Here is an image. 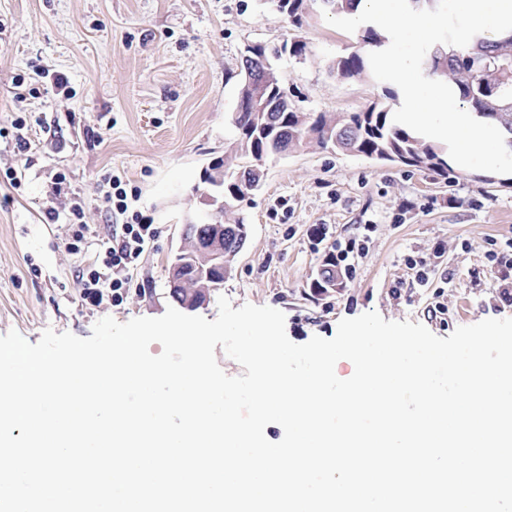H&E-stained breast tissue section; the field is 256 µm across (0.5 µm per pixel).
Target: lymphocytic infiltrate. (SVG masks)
<instances>
[{
    "label": "lymphocytic infiltrate",
    "instance_id": "f902f5d3",
    "mask_svg": "<svg viewBox=\"0 0 512 512\" xmlns=\"http://www.w3.org/2000/svg\"><path fill=\"white\" fill-rule=\"evenodd\" d=\"M107 185L106 211L117 219L107 233L92 241L87 239L81 202H73L66 216L72 228L66 247L85 259L79 277L83 298L93 306L106 299L115 306L123 303L142 256L154 248L159 237V229L151 219L132 210L120 178L110 177Z\"/></svg>",
    "mask_w": 512,
    "mask_h": 512
}]
</instances>
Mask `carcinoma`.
Returning <instances> with one entry per match:
<instances>
[{
    "mask_svg": "<svg viewBox=\"0 0 512 512\" xmlns=\"http://www.w3.org/2000/svg\"><path fill=\"white\" fill-rule=\"evenodd\" d=\"M275 10L300 29L309 17V0H270ZM320 7L337 16L355 8L358 0H317ZM386 37L372 27L359 34L357 49L339 56L331 72L338 78L372 77L369 53L383 47ZM307 44L302 40L269 48L256 44L248 47L241 67L239 100L232 113L234 142L224 150V157L213 161L212 170H223L224 204L241 202L248 192L258 189L264 178L265 160L290 148L301 147L311 140L324 148L342 150L380 161L397 162L425 169L448 179L447 147L393 122L388 103L374 101L359 112L335 117L325 112L296 111L280 84L269 88L261 99L262 109L253 103L254 89L247 74L258 75L273 69V60L284 53L302 56ZM431 69L455 84L462 100L477 112L495 120L505 140L512 139V109L504 98L512 99V35L501 39L475 37L465 47H452L431 58ZM239 226L221 228L219 224L191 222L182 225V239L188 245L206 247L216 238L224 240V264L239 253ZM192 276L190 258L176 255L168 279L176 275ZM170 296L183 306L194 307L204 301L201 293L188 288L169 287Z\"/></svg>",
    "mask_w": 512,
    "mask_h": 512,
    "instance_id": "carcinoma-1",
    "label": "carcinoma"
}]
</instances>
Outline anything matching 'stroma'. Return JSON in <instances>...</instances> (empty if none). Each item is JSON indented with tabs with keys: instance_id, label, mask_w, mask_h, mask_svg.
Masks as SVG:
<instances>
[{
	"instance_id": "35a3bbf8",
	"label": "stroma",
	"mask_w": 512,
	"mask_h": 512,
	"mask_svg": "<svg viewBox=\"0 0 512 512\" xmlns=\"http://www.w3.org/2000/svg\"><path fill=\"white\" fill-rule=\"evenodd\" d=\"M293 39L307 43L306 54L273 65L298 111L343 115L382 98L381 82L331 74L356 36L315 10L295 29L267 0H0V175L12 170L21 180L16 189L0 182V335L15 330L34 344L51 328L87 338L106 316L164 314L173 303L168 266L199 209L195 189L233 136L245 50ZM55 74L67 92L54 88ZM20 117L26 151L12 134ZM264 170L262 188L224 217L244 219L247 245L191 315L214 320L222 295L236 309L269 306L284 313L296 344L332 338L341 319L371 310L442 338L512 318L501 288L512 268L495 260L512 253L511 174L455 164L443 181L314 142L269 158ZM59 172L67 183L55 196ZM108 173L136 193V210L160 235L124 303L93 307L77 276L84 258L65 247L69 225L45 212L77 195L90 234L107 232L96 187ZM319 226L328 234L316 246L310 233ZM352 239L365 247L353 275L314 293L332 242ZM418 256L429 263L424 285L407 265Z\"/></svg>"
}]
</instances>
